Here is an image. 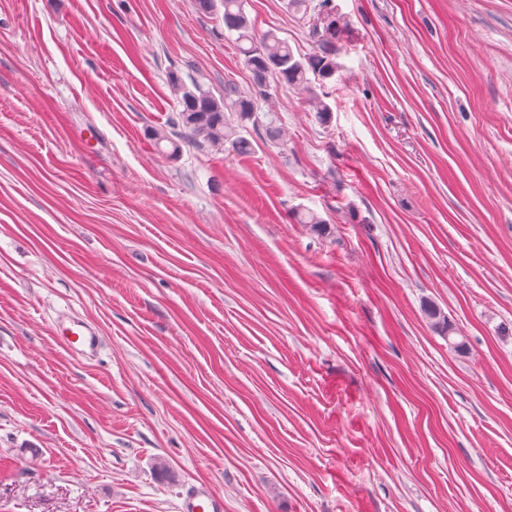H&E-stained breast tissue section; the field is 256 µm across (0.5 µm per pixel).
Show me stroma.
<instances>
[{"mask_svg":"<svg viewBox=\"0 0 512 512\" xmlns=\"http://www.w3.org/2000/svg\"><path fill=\"white\" fill-rule=\"evenodd\" d=\"M332 7L329 120L272 89L239 155L175 124L251 90L222 15L0 0V512H512V0ZM424 316L430 327L439 335L448 337V347L454 352H461L465 348L464 338L460 341L452 339V334L456 333L448 321V316L434 302H426L423 306ZM54 331L66 348L84 358L96 357L102 345L98 329L74 316H59L54 322ZM178 512H224V497L211 485H193L180 497Z\"/></svg>","mask_w":512,"mask_h":512,"instance_id":"stroma-1","label":"stroma"}]
</instances>
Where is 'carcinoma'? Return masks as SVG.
<instances>
[{"mask_svg": "<svg viewBox=\"0 0 512 512\" xmlns=\"http://www.w3.org/2000/svg\"><path fill=\"white\" fill-rule=\"evenodd\" d=\"M245 4L246 0H197L198 9L205 13L223 7L224 29L237 33L236 41L250 73L254 94L243 95L236 85L227 83L224 95L217 97L199 84H193L190 90L179 80H172L176 91L181 93L179 119L189 137L211 147L227 145L236 153H247L252 149V142L241 135V129L255 116L257 99L270 96L273 79L281 86L305 89L315 111L323 118L328 116L330 108L316 92L312 79L325 80L335 74L336 43L340 34L336 15L327 10V4H322V8L308 20L313 52L297 56L288 41L272 31L256 36ZM423 313L430 327L448 338L451 350H464L465 341L451 338L454 328L437 304L425 303Z\"/></svg>", "mask_w": 512, "mask_h": 512, "instance_id": "obj_1", "label": "carcinoma"}]
</instances>
